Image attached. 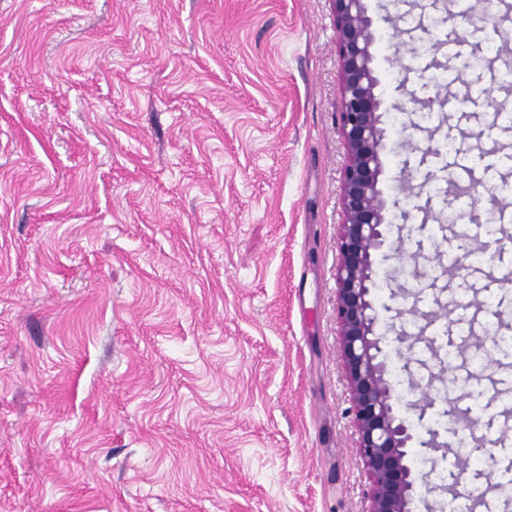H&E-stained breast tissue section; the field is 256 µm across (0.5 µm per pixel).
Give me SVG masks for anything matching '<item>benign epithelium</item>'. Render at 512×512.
<instances>
[{"instance_id":"1","label":"benign epithelium","mask_w":512,"mask_h":512,"mask_svg":"<svg viewBox=\"0 0 512 512\" xmlns=\"http://www.w3.org/2000/svg\"><path fill=\"white\" fill-rule=\"evenodd\" d=\"M342 67L340 130L347 146L342 181L344 222L338 237L336 318L350 383V413L370 479L371 512H411L417 487L438 486L413 473L415 433L400 415L386 363L379 360L373 315L372 253L381 245L386 206L378 187L386 149L376 94L373 38L365 0H331Z\"/></svg>"}]
</instances>
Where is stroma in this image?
<instances>
[{"label":"stroma","mask_w":512,"mask_h":512,"mask_svg":"<svg viewBox=\"0 0 512 512\" xmlns=\"http://www.w3.org/2000/svg\"><path fill=\"white\" fill-rule=\"evenodd\" d=\"M366 5L382 356L399 403L444 364L480 422L438 470L512 482V447L482 444L512 427V354L477 369L482 326L457 350L446 307L460 289L512 325V223L447 219L433 189L452 149L479 186L512 181V82L480 58L501 11ZM340 110L331 0H0V512H369L336 322ZM472 223L495 262L436 277ZM414 304L438 316L409 354Z\"/></svg>","instance_id":"stroma-1"}]
</instances>
